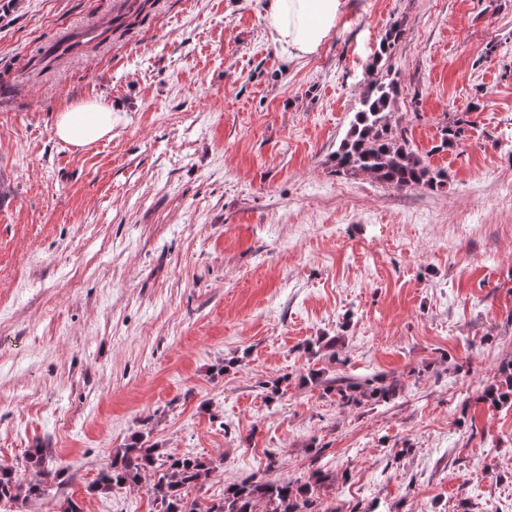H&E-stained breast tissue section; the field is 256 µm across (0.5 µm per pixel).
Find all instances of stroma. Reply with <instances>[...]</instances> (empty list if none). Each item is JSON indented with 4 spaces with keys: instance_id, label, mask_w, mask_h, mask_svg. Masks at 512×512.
I'll use <instances>...</instances> for the list:
<instances>
[{
    "instance_id": "stroma-1",
    "label": "stroma",
    "mask_w": 512,
    "mask_h": 512,
    "mask_svg": "<svg viewBox=\"0 0 512 512\" xmlns=\"http://www.w3.org/2000/svg\"><path fill=\"white\" fill-rule=\"evenodd\" d=\"M265 4L0 0V463L69 476L19 512H155L86 493L137 431L219 460L203 505L320 469L322 512H512V406L481 399L512 360V0H348L301 61ZM376 81L443 188L337 170ZM90 100L111 138L62 144ZM373 377L395 396L325 391ZM119 110L103 101H79L58 112L55 136L68 146L87 147L112 136L113 117ZM371 382H375V380H368L364 383L366 389L359 391L360 398L354 394L356 390L353 389L359 388L361 384H347L345 388L342 385H328L326 390H336L342 406H356L367 398L375 402H385L395 395L394 389L385 386H374Z\"/></svg>"
}]
</instances>
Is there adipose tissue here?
Here are the masks:
<instances>
[{
  "label": "adipose tissue",
  "mask_w": 512,
  "mask_h": 512,
  "mask_svg": "<svg viewBox=\"0 0 512 512\" xmlns=\"http://www.w3.org/2000/svg\"><path fill=\"white\" fill-rule=\"evenodd\" d=\"M347 0H267V34L289 60L317 54L336 27ZM117 110L103 101H79L58 113L57 139L75 148L111 136Z\"/></svg>",
  "instance_id": "obj_1"
}]
</instances>
